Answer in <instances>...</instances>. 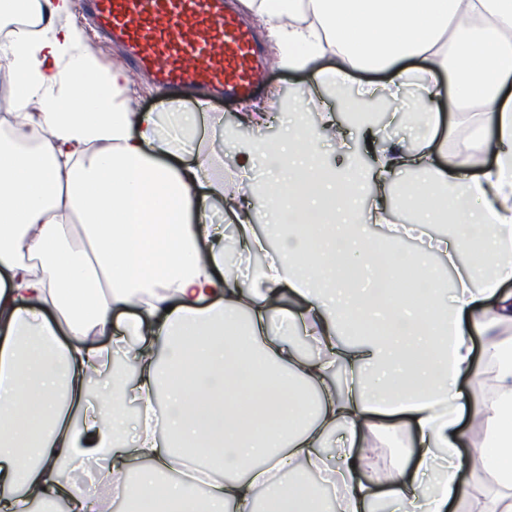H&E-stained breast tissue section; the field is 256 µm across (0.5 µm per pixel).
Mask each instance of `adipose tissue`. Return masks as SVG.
Returning a JSON list of instances; mask_svg holds the SVG:
<instances>
[{
    "instance_id": "obj_1",
    "label": "adipose tissue",
    "mask_w": 512,
    "mask_h": 512,
    "mask_svg": "<svg viewBox=\"0 0 512 512\" xmlns=\"http://www.w3.org/2000/svg\"><path fill=\"white\" fill-rule=\"evenodd\" d=\"M281 67L309 73L308 94L344 87L353 73H382L375 95L417 89L412 146L376 153L371 171L323 164V127L299 107L279 113L283 138L249 141L236 170L266 161L262 187L228 191L213 159L182 162L209 102L130 106L126 68L103 67L72 21L73 0H0V15L36 12L37 29L0 39L14 79L8 128L0 133V512L66 502L99 512L68 478L77 455H107L112 473L137 461V484L113 483L140 512H450L466 494L454 450L481 434L491 476L512 489V0H241ZM334 65L316 69L318 60ZM457 116L439 140V102ZM449 152L446 166L434 152ZM417 166L433 183L401 182L397 206L450 231L433 249L388 252L378 265L372 225L400 241L385 196L369 207L356 191L367 176L399 180ZM236 223L227 247L214 202ZM266 234L254 230L257 208ZM276 249L242 277L243 256ZM439 254L454 269L437 279ZM412 265L421 303L394 293ZM290 287L294 309L278 306ZM235 339H227L229 330ZM139 336L133 374L105 384L86 407L91 374L112 366L99 336ZM300 333L317 348L303 358ZM493 368L482 405L465 406L461 378L480 380L474 336ZM346 389L331 380L337 366ZM313 388L305 398L302 388ZM165 398L164 416L156 414ZM136 404L133 451L120 441ZM418 435L414 466L393 421ZM220 451L219 477L204 485L164 480L167 469ZM372 448H394L390 469L366 477ZM336 492L323 501L307 474Z\"/></svg>"
}]
</instances>
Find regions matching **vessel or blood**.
I'll return each mask as SVG.
<instances>
[{
  "instance_id": "1",
  "label": "vessel or blood",
  "mask_w": 512,
  "mask_h": 512,
  "mask_svg": "<svg viewBox=\"0 0 512 512\" xmlns=\"http://www.w3.org/2000/svg\"><path fill=\"white\" fill-rule=\"evenodd\" d=\"M96 29L123 45L131 66L162 84L189 83L244 96L257 50L224 0H83Z\"/></svg>"
}]
</instances>
